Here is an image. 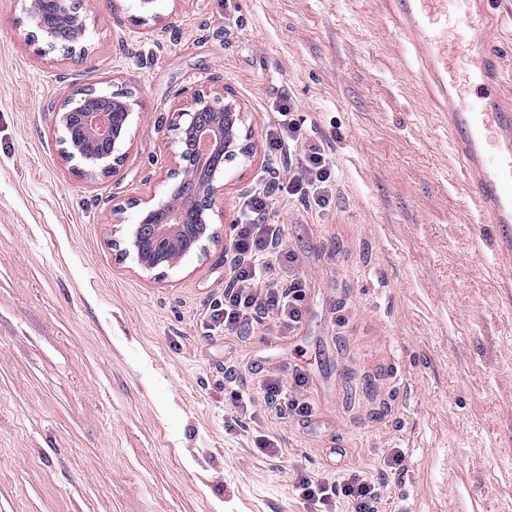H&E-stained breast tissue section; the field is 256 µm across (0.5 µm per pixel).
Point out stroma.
I'll return each mask as SVG.
<instances>
[{"label": "stroma", "mask_w": 512, "mask_h": 512, "mask_svg": "<svg viewBox=\"0 0 512 512\" xmlns=\"http://www.w3.org/2000/svg\"><path fill=\"white\" fill-rule=\"evenodd\" d=\"M30 0H0V512H307L298 473H368L379 512H512V252L455 166L416 52L379 0H86L82 60L25 40ZM164 17L160 30L154 17ZM226 85L253 154L225 163L232 236L248 195L306 282L300 328H209L231 257L156 274L112 248V200H168L182 91ZM126 90L118 177L60 153L50 105ZM292 98L336 170L322 211L267 190L266 130ZM301 370L315 410L234 425L224 369ZM283 452L255 455L254 433ZM402 450L397 470L384 460Z\"/></svg>", "instance_id": "stroma-1"}]
</instances>
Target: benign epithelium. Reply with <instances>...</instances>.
Here are the masks:
<instances>
[{"instance_id":"1","label":"benign epithelium","mask_w":512,"mask_h":512,"mask_svg":"<svg viewBox=\"0 0 512 512\" xmlns=\"http://www.w3.org/2000/svg\"><path fill=\"white\" fill-rule=\"evenodd\" d=\"M82 9V0H33L34 30L27 38L41 37L52 47L62 45L70 55H85ZM52 112L62 132V154L79 161L81 175L102 180L119 174L133 103L121 95L79 88ZM172 127L176 145L168 170V178L175 181L172 200L144 209L139 224L127 233L123 231L126 203L112 199V247L121 258L134 254L138 265L151 272L171 267L191 252L205 256L209 245L222 241L220 229L208 216L224 195L217 175L224 162L250 154L246 113L223 84L185 93L177 101ZM188 184L195 190L189 212L176 198Z\"/></svg>"}]
</instances>
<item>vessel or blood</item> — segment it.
<instances>
[{
  "mask_svg": "<svg viewBox=\"0 0 512 512\" xmlns=\"http://www.w3.org/2000/svg\"><path fill=\"white\" fill-rule=\"evenodd\" d=\"M401 18L441 94L455 158L484 223L512 228V102L500 94L512 41L495 0H381Z\"/></svg>",
  "mask_w": 512,
  "mask_h": 512,
  "instance_id": "obj_1",
  "label": "vessel or blood"
}]
</instances>
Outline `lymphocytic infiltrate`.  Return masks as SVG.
I'll list each match as a JSON object with an SVG mask.
<instances>
[{
	"label": "lymphocytic infiltrate",
	"instance_id": "1",
	"mask_svg": "<svg viewBox=\"0 0 512 512\" xmlns=\"http://www.w3.org/2000/svg\"><path fill=\"white\" fill-rule=\"evenodd\" d=\"M294 111L292 100H283L266 134L269 150L299 155L296 167L289 170L278 189L322 210L332 197L334 163L323 145L309 142ZM242 210L234 228L233 285L225 289L222 299L211 302L210 320L229 333L271 316L283 331L294 332L303 319L305 286L296 277L285 282L272 279L268 262L272 251L283 242L285 227L267 222L263 194L247 197ZM307 382L306 375L296 370L287 380L271 373L250 385L236 369L229 368L225 371L224 397L240 421L253 418L254 395L258 392L262 393L267 409L278 418L309 417L314 405L306 395ZM296 489L308 502L310 512H332L340 501L346 503L349 512H376L379 500L375 482L358 469L339 480L301 473L296 478Z\"/></svg>",
	"mask_w": 512,
	"mask_h": 512
}]
</instances>
